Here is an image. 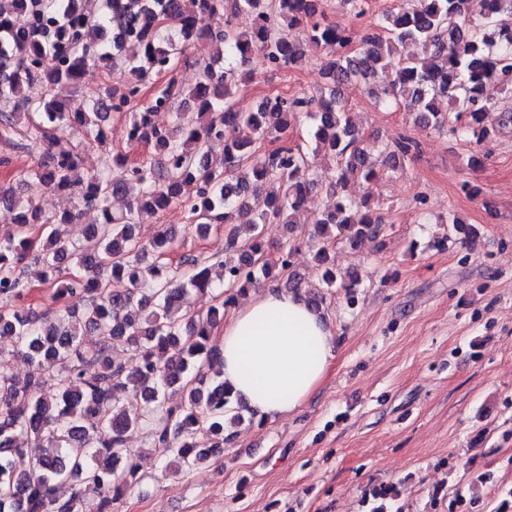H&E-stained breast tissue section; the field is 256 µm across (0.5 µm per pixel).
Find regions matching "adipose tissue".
<instances>
[{
	"label": "adipose tissue",
	"mask_w": 512,
	"mask_h": 512,
	"mask_svg": "<svg viewBox=\"0 0 512 512\" xmlns=\"http://www.w3.org/2000/svg\"><path fill=\"white\" fill-rule=\"evenodd\" d=\"M224 382L244 409L275 420L300 410L318 392L337 340L304 293L262 288L219 328Z\"/></svg>",
	"instance_id": "1"
}]
</instances>
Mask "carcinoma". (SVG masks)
<instances>
[{"instance_id":"carcinoma-1","label":"carcinoma","mask_w":512,"mask_h":512,"mask_svg":"<svg viewBox=\"0 0 512 512\" xmlns=\"http://www.w3.org/2000/svg\"><path fill=\"white\" fill-rule=\"evenodd\" d=\"M466 2L395 0L354 50L352 32L327 21L323 0H104L99 6L94 0H0V125L42 112L48 123L82 129L102 144L106 108L130 113L128 142L152 149L135 166L118 153L97 174L86 172L82 153L74 151L16 171L18 184L74 195L96 211L80 245L63 233L75 212L48 215L0 190L20 230L0 240V338L34 366L23 382L0 369V512H114L142 481V449L126 440L132 429L149 437L164 472L179 475L231 443L245 417L224 384L213 330L229 301L290 266V239L272 260L260 225L280 223L291 232L309 191L320 186L333 195L334 208L314 221L313 258L325 287H347L351 299L359 278L352 272L348 283L337 284L330 244L356 247L385 232L379 209L350 191L351 179L372 181L381 170L349 116L341 86L359 84L377 101L414 114L418 125L470 135L478 144L497 135L491 113L501 111L503 125L512 121L511 106L498 109L485 95L486 85L495 83L512 101V0H482L479 19ZM237 12L252 14L253 25L227 27L224 16ZM193 37L208 39L216 55L200 65L198 82L186 90L173 63ZM303 41L336 48L324 70L326 91L267 97L250 112L236 109L235 93L253 80L251 59L260 57L270 70L298 68ZM127 42L140 54H123ZM417 47L423 53L414 52ZM393 55L399 68L376 85ZM96 67L120 75L123 87L103 83L87 111L25 95L33 82L48 92L81 85ZM154 76L161 83L135 107L141 85ZM186 107L196 118L184 124ZM158 111L175 114L176 128L157 126L152 115ZM300 114L314 124L310 153L288 143ZM266 139L280 145L259 156L256 144ZM216 143L219 153L212 151ZM414 151L412 139L396 142L387 153L390 168ZM323 159L333 163L331 170L319 168ZM268 182L282 192L262 195ZM174 205L187 209L202 237L217 224L228 227L234 253L218 265L229 291L204 313H186L184 304L191 293L212 289L209 258L185 255L174 266L166 261L175 242L171 228L147 246L136 233L140 212ZM448 223L466 241L477 236L457 217ZM240 238L246 243L237 249ZM33 250L58 303L39 313L14 305L27 289L21 263ZM118 346L131 348L134 366L112 358ZM48 381L56 388L52 396L43 393ZM170 390L181 396L175 407L164 405ZM29 445L41 453L19 471L14 458ZM70 483L76 489L63 500L58 489ZM371 496L370 512H388L397 490L390 485Z\"/></svg>"}]
</instances>
